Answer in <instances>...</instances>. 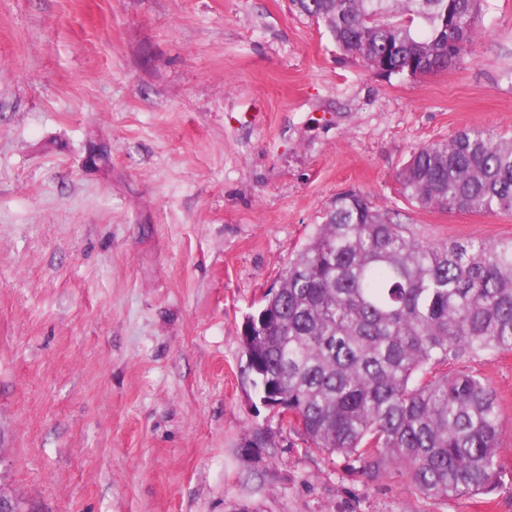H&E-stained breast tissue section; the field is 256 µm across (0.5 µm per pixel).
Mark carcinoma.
Masks as SVG:
<instances>
[{"label":"carcinoma","mask_w":512,"mask_h":512,"mask_svg":"<svg viewBox=\"0 0 512 512\" xmlns=\"http://www.w3.org/2000/svg\"><path fill=\"white\" fill-rule=\"evenodd\" d=\"M483 2L294 0L346 54L404 77L463 63ZM397 182L423 209L511 213L512 138L464 130L417 150ZM246 324L244 372L311 447L373 479L401 466L431 498L495 488L499 403L448 365L512 352V238L425 244L348 190Z\"/></svg>","instance_id":"obj_1"}]
</instances>
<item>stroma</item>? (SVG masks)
Returning <instances> with one entry per match:
<instances>
[{
	"label": "stroma",
	"mask_w": 512,
	"mask_h": 512,
	"mask_svg": "<svg viewBox=\"0 0 512 512\" xmlns=\"http://www.w3.org/2000/svg\"><path fill=\"white\" fill-rule=\"evenodd\" d=\"M467 128L512 135V0L414 79L292 0H0V479L26 512H512V353L456 365L497 393L503 483L445 501L310 448L243 372L246 314L345 190L418 241L512 238L399 192Z\"/></svg>",
	"instance_id": "obj_1"
}]
</instances>
